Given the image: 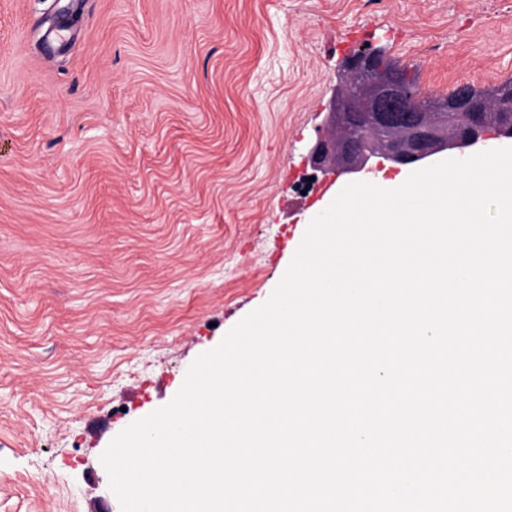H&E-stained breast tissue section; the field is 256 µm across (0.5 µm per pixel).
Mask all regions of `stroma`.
Wrapping results in <instances>:
<instances>
[{"label": "stroma", "mask_w": 512, "mask_h": 512, "mask_svg": "<svg viewBox=\"0 0 512 512\" xmlns=\"http://www.w3.org/2000/svg\"><path fill=\"white\" fill-rule=\"evenodd\" d=\"M352 31L430 94L512 80V0H0V512H121L102 453L315 216Z\"/></svg>", "instance_id": "1"}]
</instances>
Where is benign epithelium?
<instances>
[{"mask_svg": "<svg viewBox=\"0 0 512 512\" xmlns=\"http://www.w3.org/2000/svg\"><path fill=\"white\" fill-rule=\"evenodd\" d=\"M359 67L365 72L357 90H346L334 97L329 115L348 112L361 123L377 126L410 125L415 137L410 151L394 145L381 156L363 140L355 137V128L339 132L331 141H317L309 152L312 167L323 171V163L334 155L343 160L339 173L357 179L387 162L391 165L424 166L436 154L448 151L464 156L486 147L489 136L484 127V94L463 85L448 99L447 111L464 115V126L441 139L425 119L423 98L409 90L410 77L405 68L392 62L382 52L360 51L351 57L346 68Z\"/></svg>", "mask_w": 512, "mask_h": 512, "instance_id": "1", "label": "benign epithelium"}]
</instances>
